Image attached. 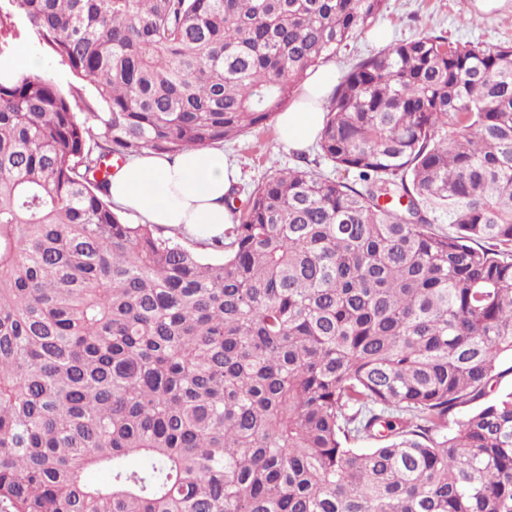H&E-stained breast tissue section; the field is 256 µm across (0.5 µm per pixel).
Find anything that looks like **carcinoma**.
Listing matches in <instances>:
<instances>
[{"label": "carcinoma", "instance_id": "cac0c4a2", "mask_svg": "<svg viewBox=\"0 0 512 512\" xmlns=\"http://www.w3.org/2000/svg\"><path fill=\"white\" fill-rule=\"evenodd\" d=\"M383 8L0 0V57L104 107L0 79V512H512V44L360 60L318 143L358 184L273 171L220 262L108 200L107 160L266 124ZM21 55L27 56L23 60V66L19 64V58ZM32 57V58H28ZM35 58V59H33ZM37 59V60H36ZM42 65V70L40 74H45L53 78L63 92L67 93L70 89V85L75 84V80L73 77L64 71L61 66L57 63V61L49 54L41 50L33 40L29 38H21L16 41V47L14 52L7 56L2 57L0 59V64H11L15 63V73L19 72H31L25 67L31 70H37L39 68V62ZM0 65V77L2 78L3 72H10L13 70L10 66H2Z\"/></svg>", "mask_w": 512, "mask_h": 512}]
</instances>
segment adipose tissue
I'll use <instances>...</instances> for the list:
<instances>
[{
    "label": "adipose tissue",
    "instance_id": "1",
    "mask_svg": "<svg viewBox=\"0 0 512 512\" xmlns=\"http://www.w3.org/2000/svg\"><path fill=\"white\" fill-rule=\"evenodd\" d=\"M335 84L328 68L308 73L292 103L277 117L285 144L301 149L317 139ZM236 177L235 168L214 148L172 157L147 151L113 176L109 194L116 207L142 223L188 231L206 226L218 235L230 221L224 197Z\"/></svg>",
    "mask_w": 512,
    "mask_h": 512
}]
</instances>
